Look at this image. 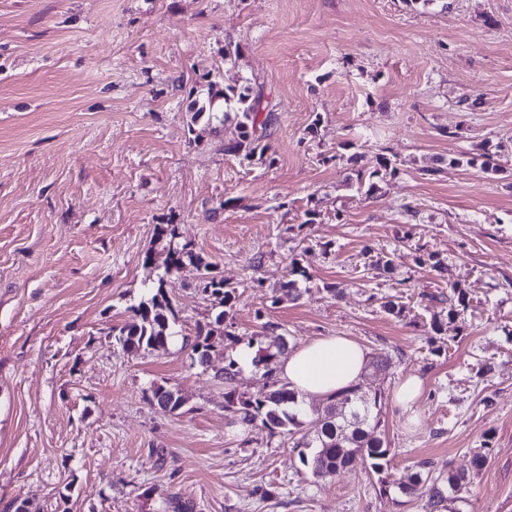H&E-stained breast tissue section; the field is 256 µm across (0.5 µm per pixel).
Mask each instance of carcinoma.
Instances as JSON below:
<instances>
[{
	"label": "carcinoma",
	"instance_id": "carcinoma-1",
	"mask_svg": "<svg viewBox=\"0 0 512 512\" xmlns=\"http://www.w3.org/2000/svg\"><path fill=\"white\" fill-rule=\"evenodd\" d=\"M214 87L213 83L208 85L205 100L194 101L195 112H211L216 100L224 98V119H229V115L232 114L236 120V136L225 145L226 152L240 156L248 162L257 159L264 165L274 166L276 158L270 154V146L264 143L271 135L270 127L274 115L271 110L261 113L262 93L252 95L248 88L239 92L234 87H226L220 93L214 90ZM396 173L395 164L383 156L373 171L357 172V191L369 196L377 188L378 182L388 176L393 177ZM187 260L197 264L202 292L220 308L216 319L227 317V310L233 307L236 300L235 289L227 286L224 280L216 279L211 271V265L195 256L188 246H170L164 263V274L153 281L151 296L130 307V315L122 325L111 328L115 340L126 352L136 354L143 349L163 348L171 340L172 326L176 324L178 314L166 295V277L179 272ZM441 302L448 303L450 321L463 314L469 305L466 291L457 283L448 285V295L442 297ZM275 347V353L270 352L267 347L262 349L260 362L264 363V376L269 383V390L264 394L259 393L247 398L242 396L235 386L239 373L237 361L231 358L224 365L225 408L236 414L243 424L253 425L259 422L271 431L287 430L291 426L301 425L298 419L299 395L278 377L273 362L277 354L286 348L282 343V337H276ZM212 348L211 331L200 324L197 325L192 351L196 353L201 349L206 351ZM152 395L160 398L158 405L164 411L174 413L182 406L180 397L163 385L155 386ZM338 401L348 403V407L352 408L351 415L343 419L327 414L312 419L303 437V445L314 449V452L309 455L299 453L300 464L318 477H332L346 471L355 458L359 457L365 461L370 471L382 472L390 455V448L379 432L378 416L383 408L382 393L377 392L373 397L365 398L358 394V387L354 386L326 399L330 406ZM445 482L448 483L446 491L443 490ZM464 485L465 477L462 475L450 473L446 479H424L418 471L411 475L403 491L407 494L427 495V507L431 512H442L447 508V502L458 498Z\"/></svg>",
	"mask_w": 512,
	"mask_h": 512
}]
</instances>
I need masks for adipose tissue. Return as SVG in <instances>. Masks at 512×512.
Here are the masks:
<instances>
[{"instance_id": "ef3b65f1", "label": "adipose tissue", "mask_w": 512, "mask_h": 512, "mask_svg": "<svg viewBox=\"0 0 512 512\" xmlns=\"http://www.w3.org/2000/svg\"><path fill=\"white\" fill-rule=\"evenodd\" d=\"M367 353L345 336H321L294 348L279 366L282 379L305 397L327 398L357 384Z\"/></svg>"}]
</instances>
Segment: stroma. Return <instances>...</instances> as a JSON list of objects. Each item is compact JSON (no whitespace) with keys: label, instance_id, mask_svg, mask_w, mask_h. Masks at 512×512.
<instances>
[{"label":"stroma","instance_id":"stroma-1","mask_svg":"<svg viewBox=\"0 0 512 512\" xmlns=\"http://www.w3.org/2000/svg\"><path fill=\"white\" fill-rule=\"evenodd\" d=\"M211 81L263 92L275 166L193 118ZM382 155L398 173L362 196L350 178ZM162 224L237 299L216 322L186 264L177 336L134 356L110 330L164 273ZM296 265L310 280L280 299ZM278 334L389 356L360 380L385 394L381 473L313 477L302 429L225 411L227 358ZM424 461L465 474L454 512H512V0H0V512H429L401 491ZM441 302L448 303V320H454L467 310L469 301L466 291L457 283L449 284L448 297L442 296Z\"/></svg>","mask_w":512,"mask_h":512}]
</instances>
